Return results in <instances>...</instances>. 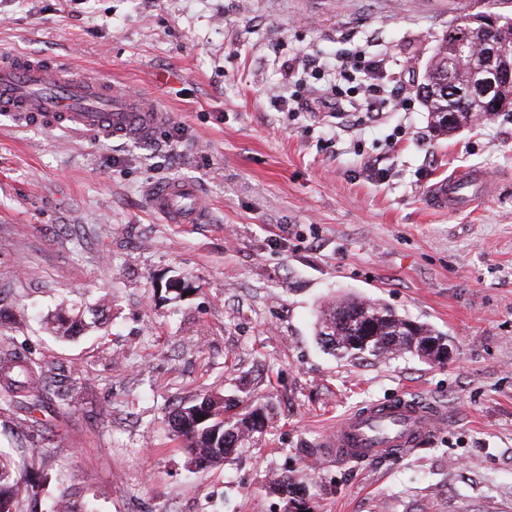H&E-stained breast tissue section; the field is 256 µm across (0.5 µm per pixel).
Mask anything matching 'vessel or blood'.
<instances>
[{
	"label": "vessel or blood",
	"instance_id": "b4317fda",
	"mask_svg": "<svg viewBox=\"0 0 512 512\" xmlns=\"http://www.w3.org/2000/svg\"><path fill=\"white\" fill-rule=\"evenodd\" d=\"M0 112L95 137L149 139L169 115L154 102L119 90L103 77L63 63L0 57ZM492 191L488 177L459 169L433 183L425 203L438 211H467ZM151 210L168 224H199L208 211L195 184L168 180L147 190ZM441 410L398 395L347 415L331 432L339 461L386 458L419 446L441 419Z\"/></svg>",
	"mask_w": 512,
	"mask_h": 512
}]
</instances>
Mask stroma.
Returning <instances> with one entry per match:
<instances>
[{
  "instance_id": "1",
  "label": "stroma",
  "mask_w": 512,
  "mask_h": 512,
  "mask_svg": "<svg viewBox=\"0 0 512 512\" xmlns=\"http://www.w3.org/2000/svg\"><path fill=\"white\" fill-rule=\"evenodd\" d=\"M475 0H0V56L92 70L169 112L152 141L96 138L0 113V306L26 321L0 347L45 361L69 395L31 426L0 391V453L43 457L23 512H282L274 476L319 512H512V117L451 136L416 87ZM361 47L386 61L379 102L349 125L315 100L334 75L307 57ZM459 168L500 175L470 211L429 209ZM185 179L202 224L150 213V185ZM193 291L172 299L171 279ZM111 308L62 340L56 310ZM373 298L445 334L451 354L344 361L316 312ZM210 392L273 420L217 467L188 462L167 425ZM399 394L444 419L393 458L337 463L328 430Z\"/></svg>"
}]
</instances>
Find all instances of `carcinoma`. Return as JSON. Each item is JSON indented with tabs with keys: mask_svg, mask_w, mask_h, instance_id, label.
Returning <instances> with one entry per match:
<instances>
[{
	"mask_svg": "<svg viewBox=\"0 0 512 512\" xmlns=\"http://www.w3.org/2000/svg\"><path fill=\"white\" fill-rule=\"evenodd\" d=\"M503 48L505 61L512 64V19L495 25L484 24L476 14H461L449 26L448 34L435 48L417 86L431 129L450 135L494 115L512 116V85L494 96L500 107L489 110L490 99L469 90L485 80L484 50L490 44ZM56 333L73 336L87 329L80 312L65 310L55 316ZM321 345L341 359H390L413 355L436 359L424 343L443 340L425 323L411 320L386 304L358 297H342L321 310L317 321ZM48 365L36 358L21 356L12 349L0 350V389L7 392L14 407L31 417L55 399L58 406L68 401L66 393L49 385ZM270 416L262 404L245 408L233 419L224 418V400L205 394L178 405L171 415L173 435L194 466H215L235 449L262 433ZM298 480L281 475L270 489L280 495L284 512H317L300 494ZM40 494V487L14 474L11 462L0 453V512H23L24 503Z\"/></svg>",
	"mask_w": 512,
	"mask_h": 512,
	"instance_id": "cac0c4a2",
	"label": "carcinoma"
}]
</instances>
